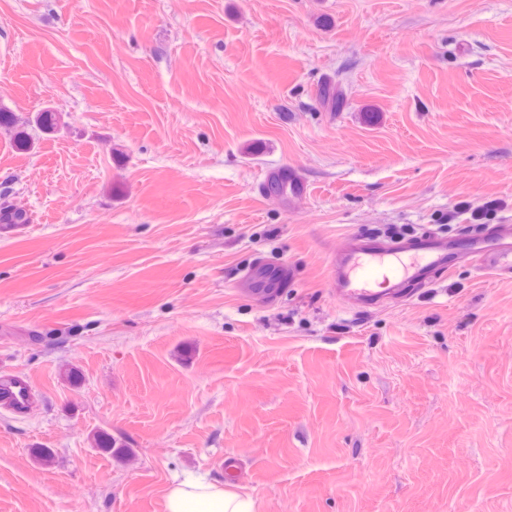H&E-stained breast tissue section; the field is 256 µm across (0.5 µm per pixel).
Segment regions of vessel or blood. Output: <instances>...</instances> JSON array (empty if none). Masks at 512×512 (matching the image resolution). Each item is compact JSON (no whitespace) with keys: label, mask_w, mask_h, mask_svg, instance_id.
Instances as JSON below:
<instances>
[{"label":"vessel or blood","mask_w":512,"mask_h":512,"mask_svg":"<svg viewBox=\"0 0 512 512\" xmlns=\"http://www.w3.org/2000/svg\"><path fill=\"white\" fill-rule=\"evenodd\" d=\"M466 252L479 267L501 276H512V224H500L492 232H474L458 243L435 234H422L384 242L375 237L351 238L331 257L328 277L337 301L355 312L383 305L389 300L408 301L409 285H431L436 273L451 270L458 252ZM287 277L286 270L259 265L247 281L252 293L272 295ZM16 408L33 403L35 385L27 376L0 377Z\"/></svg>","instance_id":"vessel-or-blood-1"}]
</instances>
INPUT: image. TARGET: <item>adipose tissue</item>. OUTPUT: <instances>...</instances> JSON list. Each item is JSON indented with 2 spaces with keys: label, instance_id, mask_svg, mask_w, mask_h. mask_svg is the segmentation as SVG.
Segmentation results:
<instances>
[{
  "label": "adipose tissue",
  "instance_id": "1",
  "mask_svg": "<svg viewBox=\"0 0 512 512\" xmlns=\"http://www.w3.org/2000/svg\"><path fill=\"white\" fill-rule=\"evenodd\" d=\"M168 512H254V504L227 483L206 480L172 485L166 494Z\"/></svg>",
  "mask_w": 512,
  "mask_h": 512
}]
</instances>
